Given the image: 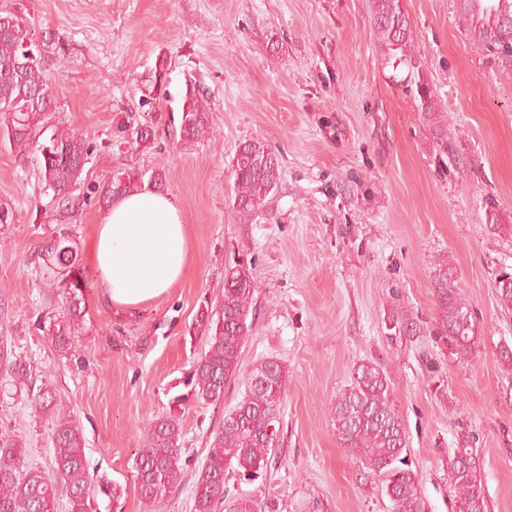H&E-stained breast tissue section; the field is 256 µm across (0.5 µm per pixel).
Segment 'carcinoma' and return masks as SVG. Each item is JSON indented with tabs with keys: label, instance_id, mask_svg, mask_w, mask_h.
<instances>
[{
	"label": "carcinoma",
	"instance_id": "1",
	"mask_svg": "<svg viewBox=\"0 0 512 512\" xmlns=\"http://www.w3.org/2000/svg\"><path fill=\"white\" fill-rule=\"evenodd\" d=\"M457 12L469 39L497 58L512 63V38L502 36L512 24V0H456ZM371 32L384 62L398 69L410 66L412 31L400 0H369ZM8 23H0V137L21 151L40 153V177L51 194L56 224H70L82 207L72 202L82 184L91 146L69 128L53 127L42 143L40 125L53 110L55 98L44 75L45 54L30 37L29 28L14 12H0ZM420 118L436 145L448 153V116L438 110L430 89L417 84ZM204 93L196 85L186 88L179 118L180 138L191 142L208 129ZM154 137L153 128L123 124L118 128L121 143L138 146ZM235 201L246 218L266 203L278 185L279 162L262 141L241 144L234 157ZM144 174L124 171L94 188L98 203L106 207L142 182ZM45 267L64 272L62 283L69 289L67 313L55 323L52 343L66 350L71 328L79 324L83 310L78 292L83 289L76 269L72 238L63 230L39 251ZM435 332L448 348L467 359L477 343L476 319L471 304L462 297L456 269L447 261L436 268ZM500 307L512 313V276L498 278ZM257 282L249 268L237 264L224 274V295L214 309H206L197 329L208 337V350L185 383L187 392L170 400L169 411L146 428L143 446L135 459V485L140 499L160 508L184 475L181 410L190 398L204 404L224 398V388L237 375L239 356L247 336ZM396 336H416L420 324L399 312L390 318ZM0 375L13 385H27L31 363L8 346L0 336ZM286 387V372L273 359L262 361L246 381L245 393L234 410L224 416L213 434L206 463L194 486L193 512H277L265 499L251 496L228 498L224 474L238 470L250 480L267 471L276 457L274 434L269 427L280 413ZM31 412L54 421L51 470L30 464L13 438L0 435V512H58L57 501L65 496L68 512H98L97 498L118 502L122 488L105 475L90 470L85 455V438L80 425L69 418L55 390L44 383L27 395ZM336 439L341 447L359 457L364 468L381 481L391 512H426L417 471L407 462L408 439L402 417L383 368L361 363L353 371L350 385L336 399L333 413ZM481 468L468 438L457 442L448 469V490L459 512H486Z\"/></svg>",
	"mask_w": 512,
	"mask_h": 512
}]
</instances>
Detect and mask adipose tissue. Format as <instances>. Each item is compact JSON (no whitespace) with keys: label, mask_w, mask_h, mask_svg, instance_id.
I'll list each match as a JSON object with an SVG mask.
<instances>
[{"label":"adipose tissue","mask_w":512,"mask_h":512,"mask_svg":"<svg viewBox=\"0 0 512 512\" xmlns=\"http://www.w3.org/2000/svg\"><path fill=\"white\" fill-rule=\"evenodd\" d=\"M190 236L175 196L140 186L100 215L92 262L109 304L134 310L185 275Z\"/></svg>","instance_id":"1"}]
</instances>
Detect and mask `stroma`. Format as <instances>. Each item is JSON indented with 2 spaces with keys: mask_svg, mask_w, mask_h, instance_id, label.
Listing matches in <instances>:
<instances>
[{
  "mask_svg": "<svg viewBox=\"0 0 512 512\" xmlns=\"http://www.w3.org/2000/svg\"><path fill=\"white\" fill-rule=\"evenodd\" d=\"M414 68L386 66L370 34L368 0H0L22 17L56 94L54 125L91 145L87 185L114 170L164 173L189 228L190 262L167 293L135 311L107 305L91 261L102 210L84 206L69 233L85 281L83 319L59 351L44 334L68 308L37 256L56 238L38 158L0 139V334L30 359L81 426L92 469L123 490L122 512H152L134 482L146 426L208 349L202 309L241 263L258 284L238 375L213 404L188 401L187 465L164 512H193L196 474L214 432L265 359L286 390L273 426L278 459L253 482L229 473L230 495L275 499L280 512H390L379 481L342 448L332 425L338 395L363 362L384 366L408 433V457L427 512H458L448 467L461 436L481 462L487 512H512V314L497 278L512 272V65L474 45L456 0H401ZM164 77H157V65ZM201 85L210 131L186 143L171 120L187 83ZM448 114L440 152L420 121L417 83ZM155 139L117 144L124 121ZM266 143L280 182L249 218L234 206L240 144ZM448 260L476 317L478 343L463 360L434 334V276ZM407 311L420 335L397 336ZM24 388L0 380V434L50 468L53 422L31 414Z\"/></svg>",
  "mask_w": 512,
  "mask_h": 512,
  "instance_id": "obj_1",
  "label": "stroma"
}]
</instances>
